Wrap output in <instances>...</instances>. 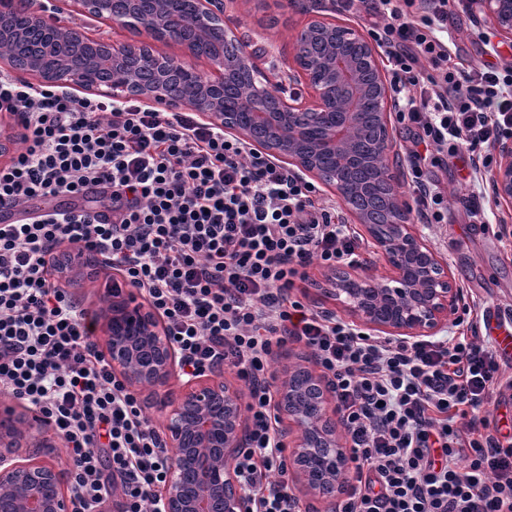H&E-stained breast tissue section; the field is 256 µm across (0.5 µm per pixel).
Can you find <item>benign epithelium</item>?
I'll return each instance as SVG.
<instances>
[{"label":"benign epithelium","instance_id":"obj_1","mask_svg":"<svg viewBox=\"0 0 512 512\" xmlns=\"http://www.w3.org/2000/svg\"><path fill=\"white\" fill-rule=\"evenodd\" d=\"M0 0V40H11L25 52L5 60L20 78L33 77L47 85L74 82L86 92L102 87L112 97L144 103L191 108L221 120L224 132L260 147L266 155L295 166L332 188L353 223L386 261L387 274L372 278L355 266L336 269L325 277L320 294L347 310L353 322L389 336H434L454 315L460 294L447 263L415 231L410 211L398 192L399 164H383L377 180L384 188L374 207L353 180H340L321 168L324 153L339 157L344 166H361L367 159L351 150L349 135L359 125L356 102L372 96L378 111L367 130L373 148L385 153L392 146L394 100L390 80L375 44L358 29L320 14H311L293 39L288 83L303 79L309 100L286 90L269 92V79L259 68V54L234 31L224 27L223 0H193L190 21L178 24L149 8L151 0H73L89 15L105 17L124 28L135 26L141 39L114 43L87 36L62 45L36 38L43 22L32 17L26 30L13 26L14 3ZM498 29L512 37V0H473ZM181 31L175 44L181 56L168 55L157 43ZM205 58L213 72L189 90L171 76L195 71L194 61ZM102 60L128 71L119 85L99 72ZM232 83L248 88L246 108L253 124L239 123L224 111V89ZM497 165L491 186L499 202L512 207V137L493 146ZM104 265L102 257L69 260L64 274L78 278L86 264ZM105 348L112 367L133 390L169 385L178 376L177 353L157 319L136 303L127 290L112 289V303L103 316ZM300 388L276 389L277 415L298 428L290 466L294 482L332 512L342 496L349 449L337 436L336 411L325 378L306 366ZM168 408L163 441L167 474L157 491L164 512H251L252 498L242 489L232 461L247 446L249 429L236 388L224 380V367L179 383L163 400ZM60 435L33 417L0 408V500L8 512H71L66 472L42 458ZM31 448L18 461L10 448Z\"/></svg>","mask_w":512,"mask_h":512}]
</instances>
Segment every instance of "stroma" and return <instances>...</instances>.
I'll list each match as a JSON object with an SVG mask.
<instances>
[{
	"label": "stroma",
	"mask_w": 512,
	"mask_h": 512,
	"mask_svg": "<svg viewBox=\"0 0 512 512\" xmlns=\"http://www.w3.org/2000/svg\"><path fill=\"white\" fill-rule=\"evenodd\" d=\"M31 2L37 15L51 20L56 26L81 30L88 37L116 43L133 37L130 29L82 14L75 6L57 8L52 0ZM311 8L350 23L361 32L369 30L365 14L337 11L333 0H241L239 5L225 12L224 24L256 47L261 55V68L276 83L288 69L290 42L307 20V11ZM477 28L488 33L489 42L473 37L472 32ZM448 32L453 37L451 60L454 63L469 67L499 57L512 60V39L501 34L482 14L450 11ZM430 172L449 197L448 221L428 228L417 225V232L447 262L464 300L476 301L481 309L499 315L512 310V254L507 253L495 236L469 224L460 203L461 197L476 186L471 180L472 160L450 157L431 166Z\"/></svg>",
	"instance_id": "stroma-1"
}]
</instances>
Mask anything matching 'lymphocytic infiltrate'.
Wrapping results in <instances>:
<instances>
[{"label": "lymphocytic infiltrate", "instance_id": "f902f5d3", "mask_svg": "<svg viewBox=\"0 0 512 512\" xmlns=\"http://www.w3.org/2000/svg\"><path fill=\"white\" fill-rule=\"evenodd\" d=\"M364 6L383 48L420 223L448 212L428 162L467 152L483 169L512 136V67L451 65L449 4ZM17 132L0 164V209L36 198L83 206L0 224V392L25 403L66 446L72 512H161L162 437L114 372L95 319L63 288V249L103 257L162 319L189 378L221 363L246 388V448L234 461L253 512H301L288 491L270 383L274 347L301 343L327 380L349 443L336 512H512V434L491 426L512 375L472 307L456 336L407 341L309 304L310 270L361 263L362 239L336 205L222 125L138 101L81 97L0 76V117Z\"/></svg>", "mask_w": 512, "mask_h": 512}]
</instances>
